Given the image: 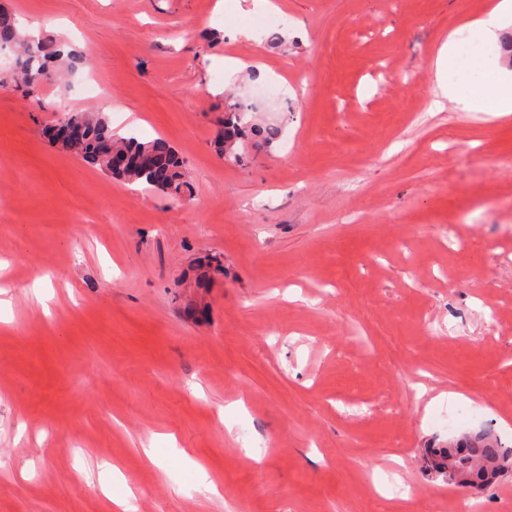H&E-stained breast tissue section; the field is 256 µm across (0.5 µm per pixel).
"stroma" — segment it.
Wrapping results in <instances>:
<instances>
[{"label": "stroma", "instance_id": "stroma-1", "mask_svg": "<svg viewBox=\"0 0 512 512\" xmlns=\"http://www.w3.org/2000/svg\"><path fill=\"white\" fill-rule=\"evenodd\" d=\"M274 2L0 0L86 58L39 109L0 66V512H512L426 454L512 446V115L434 70L494 0ZM62 103L167 139L185 194L49 145ZM244 104L280 136L223 156ZM451 392L480 423L440 426ZM243 112L245 111H233L231 115L224 119V127L220 131L217 140V144L223 153L226 151L234 152L245 133V127L242 126Z\"/></svg>", "mask_w": 512, "mask_h": 512}]
</instances>
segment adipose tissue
I'll return each mask as SVG.
<instances>
[{"label":"adipose tissue","instance_id":"1","mask_svg":"<svg viewBox=\"0 0 512 512\" xmlns=\"http://www.w3.org/2000/svg\"><path fill=\"white\" fill-rule=\"evenodd\" d=\"M512 27V0H495L484 15L466 20L464 24L474 41L497 39L499 32ZM460 46L455 36L440 46L435 59L437 84L444 97L455 102L462 111L473 112L478 102L489 101L492 111L506 115L512 113V70L490 65L475 66L464 86L448 83V66L455 60Z\"/></svg>","mask_w":512,"mask_h":512}]
</instances>
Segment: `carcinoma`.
I'll return each instance as SVG.
<instances>
[{
    "label": "carcinoma",
    "mask_w": 512,
    "mask_h": 512,
    "mask_svg": "<svg viewBox=\"0 0 512 512\" xmlns=\"http://www.w3.org/2000/svg\"><path fill=\"white\" fill-rule=\"evenodd\" d=\"M17 48L12 71L26 91V98L41 106L39 90L42 82L51 74L73 73L84 64L74 55L63 56L56 40L45 35L32 39L16 26L12 16L0 11V47ZM242 111H235L224 119L217 144L221 151L237 148L245 130L242 126ZM56 121L67 122L83 131V136L70 143L60 144L52 136L54 125L45 129L49 141L58 148L75 154L83 161L97 167L113 179L127 184H142L146 189L161 194L177 195L186 186L183 161L170 142L162 137L146 142L133 138L118 137L108 121L94 111L71 112L63 110ZM438 453L455 455L467 465L476 479L486 480L478 470L486 461L512 457V448H506L487 434L469 436Z\"/></svg>",
    "instance_id": "carcinoma-1"
}]
</instances>
